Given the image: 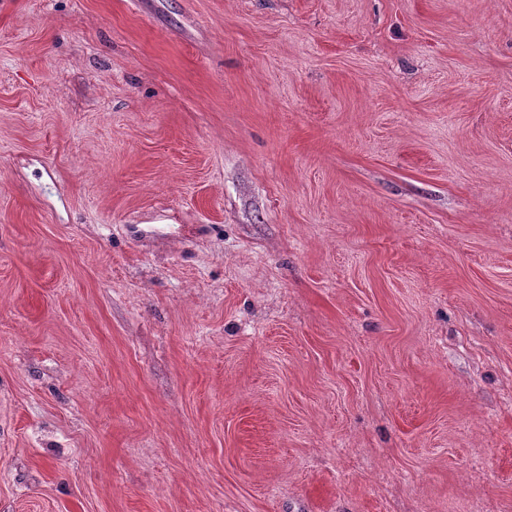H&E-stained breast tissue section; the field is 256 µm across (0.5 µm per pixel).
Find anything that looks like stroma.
<instances>
[{
	"instance_id": "1",
	"label": "stroma",
	"mask_w": 512,
	"mask_h": 512,
	"mask_svg": "<svg viewBox=\"0 0 512 512\" xmlns=\"http://www.w3.org/2000/svg\"><path fill=\"white\" fill-rule=\"evenodd\" d=\"M0 512H512V0H0Z\"/></svg>"
}]
</instances>
